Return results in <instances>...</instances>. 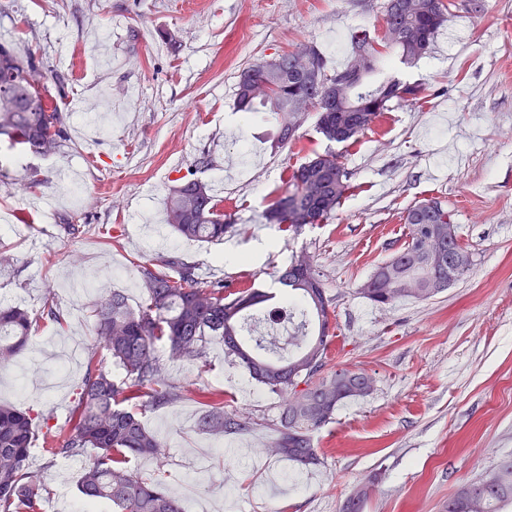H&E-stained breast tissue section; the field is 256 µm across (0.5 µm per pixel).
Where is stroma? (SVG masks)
<instances>
[{
    "instance_id": "1",
    "label": "stroma",
    "mask_w": 512,
    "mask_h": 512,
    "mask_svg": "<svg viewBox=\"0 0 512 512\" xmlns=\"http://www.w3.org/2000/svg\"><path fill=\"white\" fill-rule=\"evenodd\" d=\"M385 0H0V44L42 56L68 139L50 157L0 166V302L39 310L53 294L63 324L45 320L17 368L0 372V402L50 417L66 431L88 367L45 358L42 342L92 343L98 287L145 301L138 262L177 256L206 281L269 290L278 269L309 256L327 288L334 337L325 374L366 369L373 389L339 407L315 431L320 463L299 471L267 454L282 398L253 381L210 338L206 361L158 356L185 386L172 406L143 411L170 446L164 464L131 468L164 481L187 512H340L367 479L364 512H443L457 486L512 459V0H484L480 14L453 0L430 53L401 66L422 84L418 101L394 100L371 130L329 146L307 114L295 140L272 148L270 115L243 122L240 71L308 45L327 72L343 69L351 37L380 39ZM335 149L350 188L334 217L282 231L264 214L293 169ZM210 186L235 225L223 243L179 239L164 226L173 180ZM452 211L469 272L427 300L376 306L358 293L404 244V215L428 199ZM80 215L86 231L68 235ZM245 263L228 262L225 249ZM224 406L245 430L198 426L203 401ZM43 508L78 512L83 460L71 467L34 449Z\"/></svg>"
}]
</instances>
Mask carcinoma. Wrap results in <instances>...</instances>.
Wrapping results in <instances>:
<instances>
[{
    "instance_id": "cac0c4a2",
    "label": "carcinoma",
    "mask_w": 512,
    "mask_h": 512,
    "mask_svg": "<svg viewBox=\"0 0 512 512\" xmlns=\"http://www.w3.org/2000/svg\"><path fill=\"white\" fill-rule=\"evenodd\" d=\"M444 0H386L383 23L386 40L378 49L365 29L353 36L348 68L362 67L360 53L369 54L370 74L364 83L340 91L329 99L326 86L336 76L325 71L324 58L311 50L322 77L319 85L303 81L297 86L279 82L280 74L295 72V52L276 57L266 72L244 68L237 83L236 104L245 115L269 112L276 120L274 142L294 138L305 116L289 110L297 98L316 102L317 132L330 143L356 141L384 112L393 99L416 101L422 89L401 81L385 50H397L401 60L420 59L431 50L440 28L448 18ZM43 59L34 52L24 57L0 44V139L25 152L48 157L66 141L67 130L61 110L53 104L47 83L36 88L32 73L43 74ZM349 189L348 172L341 155L327 150L313 153L289 177L288 188L265 212L269 224L293 232L307 224V217L321 224L336 214ZM167 224L182 239L197 242L224 240L230 225L224 210L208 185L185 176L176 179L166 202ZM411 227L408 242L380 266L379 287L360 288L358 293L377 306L402 299H429L443 292L469 271L471 260L448 276V225L453 214L446 208L425 215L420 223L407 211ZM146 301L130 308L119 291L102 292L91 309L94 344L91 363L82 379L79 396L71 412V425L56 434L50 417L0 404V512H39L44 483L29 460L37 434L47 444L50 458L85 457L78 490L87 506L112 504L113 512H185L160 481H147L129 467L135 457H151L162 463L167 445L142 422L139 411L147 407L173 405L185 389L168 382L157 356L164 344L172 358L192 361L202 357L205 340L219 336L225 352L236 358L251 377L269 390L285 396L277 428L278 437L269 452L300 467L318 464L319 455L312 433L330 423L337 407L358 399V391L369 375L354 368H341L345 383L322 376L332 338L330 299L312 262L304 270L287 265L276 272L279 294L255 288L229 291L222 281L202 282L194 264L178 257H158L139 265ZM442 287L432 288L431 283ZM275 300L294 311L281 314L270 310L268 321L284 320L293 326L297 350L282 354L276 340L256 333L249 320L260 305ZM60 323L63 313L52 298H46L35 314L25 308L0 304V368L16 363L27 349L33 323ZM104 350L124 370L118 381L103 363H92ZM306 388L299 389L300 384ZM203 431L224 434L244 424L224 415L217 404L199 420ZM448 512H503L512 505V460L484 473L476 483L461 484L448 499Z\"/></svg>"
}]
</instances>
